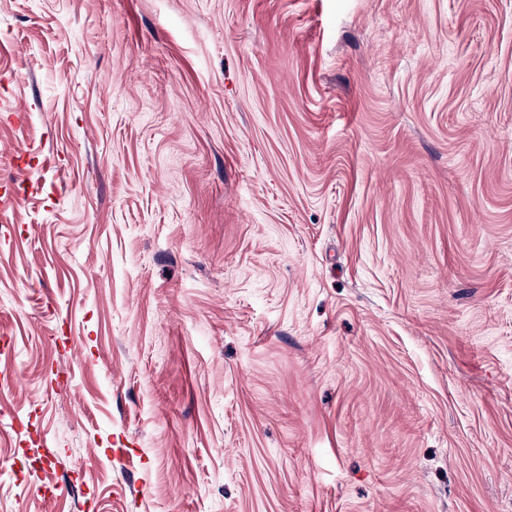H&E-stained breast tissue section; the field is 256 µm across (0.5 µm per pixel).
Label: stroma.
<instances>
[{
	"label": "stroma",
	"mask_w": 512,
	"mask_h": 512,
	"mask_svg": "<svg viewBox=\"0 0 512 512\" xmlns=\"http://www.w3.org/2000/svg\"><path fill=\"white\" fill-rule=\"evenodd\" d=\"M0 512H512V0H0Z\"/></svg>",
	"instance_id": "35a3bbf8"
}]
</instances>
